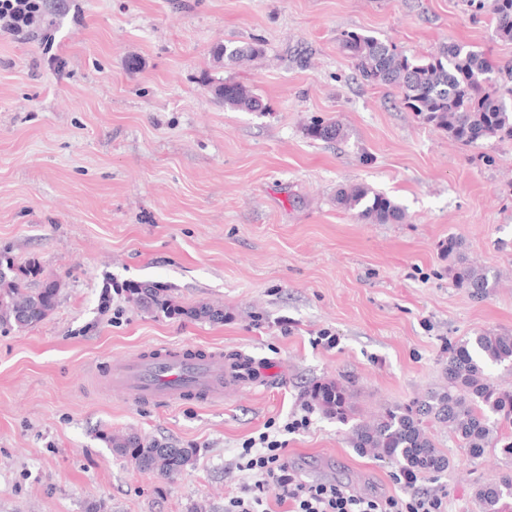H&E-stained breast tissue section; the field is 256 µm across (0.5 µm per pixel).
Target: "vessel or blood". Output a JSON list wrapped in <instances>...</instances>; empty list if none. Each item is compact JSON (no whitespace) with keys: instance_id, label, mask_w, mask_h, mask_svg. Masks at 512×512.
I'll return each instance as SVG.
<instances>
[{"instance_id":"obj_1","label":"vessel or blood","mask_w":512,"mask_h":512,"mask_svg":"<svg viewBox=\"0 0 512 512\" xmlns=\"http://www.w3.org/2000/svg\"><path fill=\"white\" fill-rule=\"evenodd\" d=\"M263 372L240 351L227 355L220 349L162 346L110 362L96 382L101 390L139 404L172 406L190 398L220 404L233 390L261 386Z\"/></svg>"}]
</instances>
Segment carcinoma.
Masks as SVG:
<instances>
[{"label":"carcinoma","mask_w":512,"mask_h":512,"mask_svg":"<svg viewBox=\"0 0 512 512\" xmlns=\"http://www.w3.org/2000/svg\"><path fill=\"white\" fill-rule=\"evenodd\" d=\"M490 8L495 36L512 43V0H478L476 9ZM340 44L356 62L362 80L401 91L404 103L423 119L445 131L448 139L473 145L486 139L512 141V85L499 81L506 73L512 80V66L494 70L483 54L451 41L425 60L411 58L374 36L345 32ZM261 43L220 44L213 50L218 60L239 62L261 55ZM213 96L224 105L246 112L263 110L261 99L242 84L203 78ZM309 134L324 141L344 136L336 122L315 120ZM340 204L370 224L399 223L402 207L383 194L365 186L340 192ZM448 271L455 286L470 296L483 299L496 286L497 276L489 269L471 265L462 253V243L448 238L445 248ZM39 275L35 262L21 267L0 252V327L23 330L40 322L55 306L60 287L43 281L37 288L26 282ZM132 299L145 311L167 316L184 315L212 322L224 320V309L210 303L182 308L160 285L132 288ZM491 366L512 368V334L480 331L450 347L444 369L445 382L427 392L421 400L385 409L371 422L356 423L351 445L377 458L393 460L405 469L431 474L446 471L451 461L437 446L431 433L435 425L448 428L459 447L472 459L499 442L503 423H512V391L501 388L487 374ZM308 398L328 417L341 423L352 420L348 387L324 381L312 387ZM105 441L113 454L128 459L139 470L170 478L192 465L197 451L169 442L148 439L136 432L107 434ZM507 459L496 478L475 488L481 512H503L504 501L512 498V442L502 446Z\"/></svg>","instance_id":"carcinoma-1"}]
</instances>
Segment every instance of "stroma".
I'll return each instance as SVG.
<instances>
[{
	"label": "stroma",
	"instance_id": "obj_1",
	"mask_svg": "<svg viewBox=\"0 0 512 512\" xmlns=\"http://www.w3.org/2000/svg\"><path fill=\"white\" fill-rule=\"evenodd\" d=\"M52 47L0 39V251L57 281L39 323L0 330V512H190L260 481L237 467L268 431L310 482L367 496L408 491L399 466L352 448L350 425L311 405L337 380L355 420L408 405L443 382L448 349L512 333V141L447 135L371 86L340 46L347 31L411 57L448 41L496 67L512 61L489 10L468 0H46ZM260 40L262 56L214 62L217 44ZM141 63L126 67L128 59ZM239 81L262 112L224 106L202 72ZM329 118L342 139L309 137ZM362 185L405 212L365 224L336 201ZM499 275L483 299L455 288L443 249ZM154 283L183 307L223 306L220 323L148 314L125 284ZM338 339L318 344L319 332ZM159 344L240 349L282 372L223 404L142 407L94 386L93 369ZM308 415L307 428L285 423ZM129 430L197 448L174 478L139 472L105 434ZM452 466L417 490L447 512H480L474 489L502 469L447 430Z\"/></svg>",
	"mask_w": 512,
	"mask_h": 512
}]
</instances>
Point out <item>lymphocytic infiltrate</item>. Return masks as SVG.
Listing matches in <instances>:
<instances>
[{"instance_id": "lymphocytic-infiltrate-1", "label": "lymphocytic infiltrate", "mask_w": 512, "mask_h": 512, "mask_svg": "<svg viewBox=\"0 0 512 512\" xmlns=\"http://www.w3.org/2000/svg\"><path fill=\"white\" fill-rule=\"evenodd\" d=\"M41 33L51 42L45 20L44 0H0V36L23 39ZM241 466L263 475V483L229 499L224 512H266L268 497L288 505V512H445L441 496L416 494L400 496H362L336 484L310 483L288 465L285 444L270 433L244 444Z\"/></svg>"}]
</instances>
